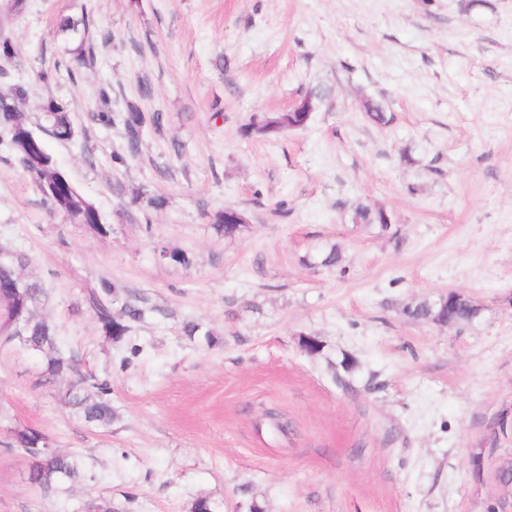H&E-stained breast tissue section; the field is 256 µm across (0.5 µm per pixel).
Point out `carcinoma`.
Masks as SVG:
<instances>
[{
	"label": "carcinoma",
	"mask_w": 512,
	"mask_h": 512,
	"mask_svg": "<svg viewBox=\"0 0 512 512\" xmlns=\"http://www.w3.org/2000/svg\"><path fill=\"white\" fill-rule=\"evenodd\" d=\"M93 20L85 13L79 19L66 16L60 19L58 29L70 36L77 43L73 49L77 63L93 60L94 47L89 39ZM15 59V51L8 36L0 38V72L11 65ZM29 95L28 85L23 81L12 83L10 91L0 95V146L6 155L0 157L6 163L17 161L32 176L41 196L42 205L50 213H61L72 221L82 222L93 227L97 232L105 234L110 231L109 225L103 223V217L96 206L82 211L75 210L72 202L83 197L78 188L72 184L54 163H47L44 141L40 137L28 140V154L21 153L16 147L19 128L25 125L22 105ZM112 98L105 89L100 90V107L93 115V120L103 126L112 122ZM48 126L44 127L47 135L68 141L74 133V127L65 106L50 100L44 106ZM302 122V115L296 112H280L260 121H251L244 126L246 136L256 135L264 138H277L294 125ZM124 135L127 155H115L113 161L125 165L127 157H134L139 152L143 133L151 127L157 133L163 131L164 115L159 111L144 112L134 103L126 104L123 115ZM164 204V199L148 195L144 192L132 194L129 205L142 211L157 210ZM237 209L219 210L212 216L217 231L226 236H233L244 227L242 221L233 218ZM354 223L375 224L381 229H388L384 224L383 209H372L364 205L355 208ZM25 257L21 252L10 247L0 249V290L10 288L19 276L18 269L24 264ZM44 296V286L37 280H24V287L14 296L0 299V307L8 315H16V326L11 336H0V346L19 345L28 350L45 354L44 373L50 377H70V382L63 391L62 398L73 411L85 422L95 425H109L115 418L112 408L111 386L106 378L92 374H84L79 369L75 356L64 350L57 335V328L50 321L37 315L36 308ZM111 288L104 286L103 297L95 300L94 310L98 322L105 335L118 342L131 328V323L142 318L143 312L139 305L131 300L124 302L119 311L112 310ZM36 431L21 429L14 432L9 447L19 451L28 461V481L39 487H47L51 482L71 483L83 477L79 462L57 452L37 453L31 448L35 441Z\"/></svg>",
	"instance_id": "cac0c4a2"
}]
</instances>
